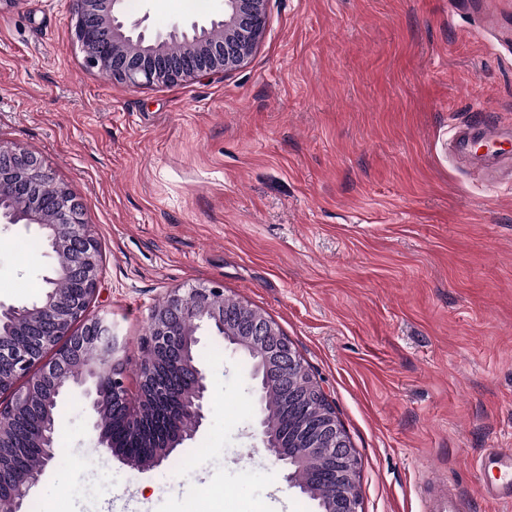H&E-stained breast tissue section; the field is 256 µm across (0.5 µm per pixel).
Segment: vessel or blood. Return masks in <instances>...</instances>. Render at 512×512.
<instances>
[{
    "instance_id": "1",
    "label": "vessel or blood",
    "mask_w": 512,
    "mask_h": 512,
    "mask_svg": "<svg viewBox=\"0 0 512 512\" xmlns=\"http://www.w3.org/2000/svg\"><path fill=\"white\" fill-rule=\"evenodd\" d=\"M512 140V130L490 122H472L455 127L449 144L458 160L477 167L486 187H499L512 181V152L503 150L504 141ZM481 468L495 469L497 483L486 486L488 498L512 501V449L492 448L480 459Z\"/></svg>"
}]
</instances>
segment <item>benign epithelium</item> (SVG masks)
Masks as SVG:
<instances>
[{
	"label": "benign epithelium",
	"mask_w": 512,
	"mask_h": 512,
	"mask_svg": "<svg viewBox=\"0 0 512 512\" xmlns=\"http://www.w3.org/2000/svg\"><path fill=\"white\" fill-rule=\"evenodd\" d=\"M268 0H224V10L204 25L176 24L151 33L146 18L130 20L124 0H73L75 34L86 63L106 70L131 87L168 85L203 74L241 66L265 30ZM9 224L37 227L56 263L45 278L49 288L27 305L0 304V474L10 485V500L21 505L38 484L53 457L54 430L27 437L44 449L33 471L12 473L8 461L16 446L18 424L31 417L53 418V410L73 385L85 386L83 397L93 415L97 442L127 465L141 471L160 465L187 440L195 438L209 406L207 374L195 358L199 331L207 329L249 357L256 381L257 431L267 453L287 470L286 481L320 512H362L357 486L359 459L326 398L297 356L288 338L262 313L224 295L220 286H200L171 293L154 308L140 362L138 394L130 392L112 322L94 315L98 246L83 218L80 202L58 183L34 153L0 143V218ZM82 288L71 295L58 282ZM31 331L33 339L15 337ZM185 377L188 389L181 414L167 434L152 440L153 454L138 458L108 431L112 415L123 414L135 438L150 406L170 396L164 372ZM300 399L324 406L322 422L299 425V439L286 442L269 424V411Z\"/></svg>",
	"instance_id": "1"
}]
</instances>
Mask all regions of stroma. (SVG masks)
Masks as SVG:
<instances>
[{
    "label": "stroma",
    "mask_w": 512,
    "mask_h": 512,
    "mask_svg": "<svg viewBox=\"0 0 512 512\" xmlns=\"http://www.w3.org/2000/svg\"><path fill=\"white\" fill-rule=\"evenodd\" d=\"M223 0H126L151 31ZM71 0H0V143L23 147L84 209L100 250L91 311L130 385L152 310L222 286L293 344L360 460L363 512H422L427 483L488 500L486 449L512 448V193L449 157V129L512 126V52L460 0H269L241 67L131 89L88 68ZM0 223V303L40 296L54 262ZM202 430L140 471L97 444L72 388L55 455L22 505L49 512H314L254 433L247 358L198 349Z\"/></svg>",
    "instance_id": "obj_1"
}]
</instances>
